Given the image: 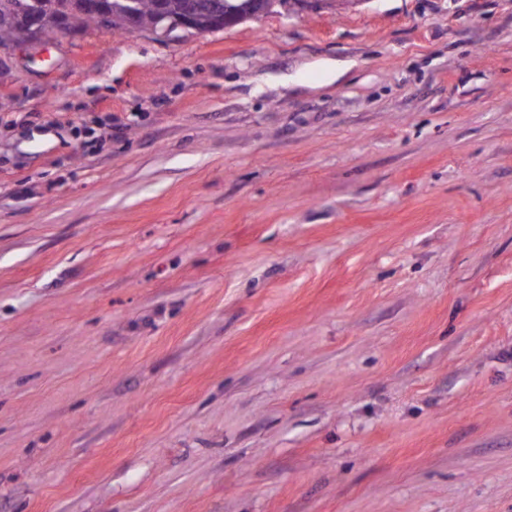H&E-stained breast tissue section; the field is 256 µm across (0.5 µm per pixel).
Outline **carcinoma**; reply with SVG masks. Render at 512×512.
Returning <instances> with one entry per match:
<instances>
[{"label":"carcinoma","instance_id":"cac0c4a2","mask_svg":"<svg viewBox=\"0 0 512 512\" xmlns=\"http://www.w3.org/2000/svg\"><path fill=\"white\" fill-rule=\"evenodd\" d=\"M243 0H199L194 22L181 25L186 0H0V48L24 41L31 32V12H36L42 36L51 38L65 27L78 32L97 26L95 12L109 17L112 31L130 29L154 33L182 31L200 34L224 28V4Z\"/></svg>","mask_w":512,"mask_h":512}]
</instances>
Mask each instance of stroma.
<instances>
[{"label":"stroma","mask_w":512,"mask_h":512,"mask_svg":"<svg viewBox=\"0 0 512 512\" xmlns=\"http://www.w3.org/2000/svg\"><path fill=\"white\" fill-rule=\"evenodd\" d=\"M13 56L0 512H512V0Z\"/></svg>","instance_id":"35a3bbf8"}]
</instances>
